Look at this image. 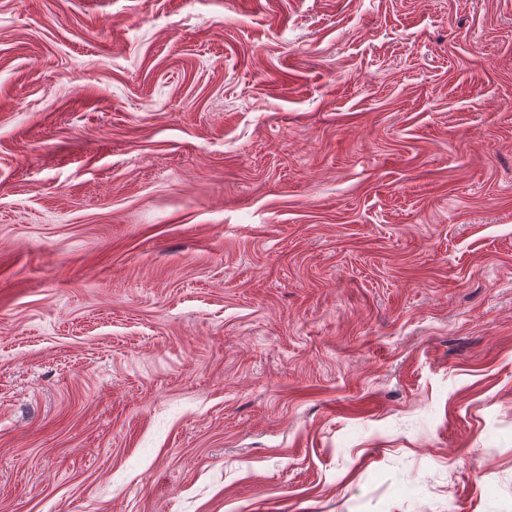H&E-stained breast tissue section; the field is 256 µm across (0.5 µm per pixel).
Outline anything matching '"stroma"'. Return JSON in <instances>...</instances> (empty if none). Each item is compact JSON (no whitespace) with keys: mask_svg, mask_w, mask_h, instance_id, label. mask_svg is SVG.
Instances as JSON below:
<instances>
[{"mask_svg":"<svg viewBox=\"0 0 512 512\" xmlns=\"http://www.w3.org/2000/svg\"><path fill=\"white\" fill-rule=\"evenodd\" d=\"M0 512H512V0H0Z\"/></svg>","mask_w":512,"mask_h":512,"instance_id":"obj_1","label":"stroma"}]
</instances>
